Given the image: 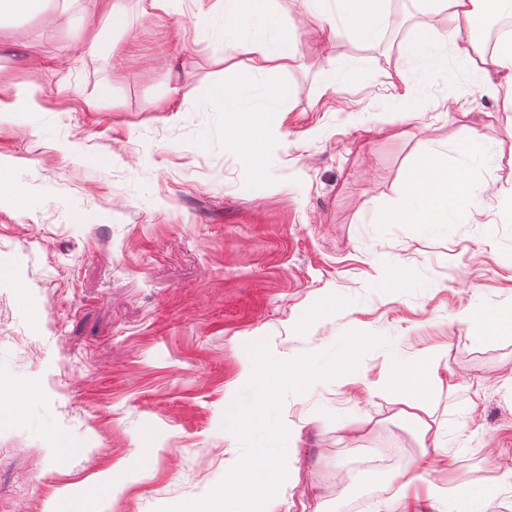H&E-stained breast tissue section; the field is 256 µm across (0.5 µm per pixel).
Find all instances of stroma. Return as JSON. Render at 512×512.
Segmentation results:
<instances>
[{
	"label": "stroma",
	"instance_id": "stroma-1",
	"mask_svg": "<svg viewBox=\"0 0 512 512\" xmlns=\"http://www.w3.org/2000/svg\"><path fill=\"white\" fill-rule=\"evenodd\" d=\"M88 0H44L0 18V96L36 89L42 106L0 120V512H49L122 465L104 512H165L217 487L242 447L224 425L250 345L281 360L335 353L348 331L378 335L350 378L284 400L297 453L269 512H430L364 458L398 449L396 469L432 450L422 486L481 488L512 474V334L483 342L473 305H512V223H493L512 186V112L474 94L468 65L436 82L404 136L382 133L406 108L391 84L399 45L424 18L391 0V35L321 39L299 23L283 80L290 109L268 117L269 175L256 179L207 109L223 81L198 8L79 28ZM48 48L32 59L31 42ZM361 77L321 92L343 61ZM70 89H62V81ZM184 86L173 111L162 91ZM476 127L501 154L480 170V213L447 236L381 224L424 145L451 152ZM337 306L321 311L327 295ZM429 381L440 436L400 416L394 361ZM365 420L356 433L341 428ZM72 448L62 457L52 438Z\"/></svg>",
	"mask_w": 512,
	"mask_h": 512
}]
</instances>
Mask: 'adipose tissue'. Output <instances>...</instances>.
I'll return each mask as SVG.
<instances>
[{"label":"adipose tissue","instance_id":"1","mask_svg":"<svg viewBox=\"0 0 512 512\" xmlns=\"http://www.w3.org/2000/svg\"><path fill=\"white\" fill-rule=\"evenodd\" d=\"M429 23L418 36L401 43L403 66L394 72L395 85L406 92L444 80L453 82L448 67V44L470 57L461 39L476 30L487 16H512V0H419ZM389 0H215L200 11L196 35L211 47L213 63L223 65L228 77L208 93L212 111L224 115V142L235 146L257 179L267 173L259 136L266 118L287 111L289 93L280 82L296 60L298 46L285 24L294 13L311 17L321 34L372 42ZM480 79L475 93L502 97L512 108V35L501 36L490 57L473 63ZM243 70L252 82L244 89L230 74ZM465 149L455 159L430 150L405 171L398 202L386 210L384 224H415L431 232L467 222L479 207L475 169L484 153L477 129L464 139Z\"/></svg>","mask_w":512,"mask_h":512}]
</instances>
